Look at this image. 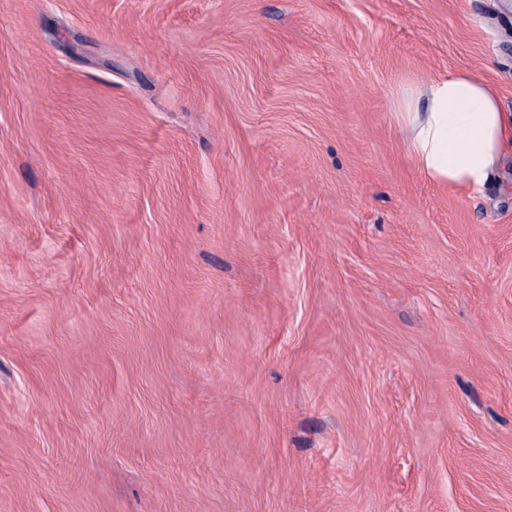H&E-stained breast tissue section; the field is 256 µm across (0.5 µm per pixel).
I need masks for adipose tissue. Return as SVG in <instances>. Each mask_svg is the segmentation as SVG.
Listing matches in <instances>:
<instances>
[{
  "instance_id": "ef3b65f1",
  "label": "adipose tissue",
  "mask_w": 512,
  "mask_h": 512,
  "mask_svg": "<svg viewBox=\"0 0 512 512\" xmlns=\"http://www.w3.org/2000/svg\"><path fill=\"white\" fill-rule=\"evenodd\" d=\"M392 106L418 171L438 186L479 195L512 164V113L468 71L405 82Z\"/></svg>"
}]
</instances>
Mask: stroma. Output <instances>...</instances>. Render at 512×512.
<instances>
[{
    "label": "stroma",
    "instance_id": "1",
    "mask_svg": "<svg viewBox=\"0 0 512 512\" xmlns=\"http://www.w3.org/2000/svg\"><path fill=\"white\" fill-rule=\"evenodd\" d=\"M512 0H0V512H512V170L392 115Z\"/></svg>",
    "mask_w": 512,
    "mask_h": 512
}]
</instances>
